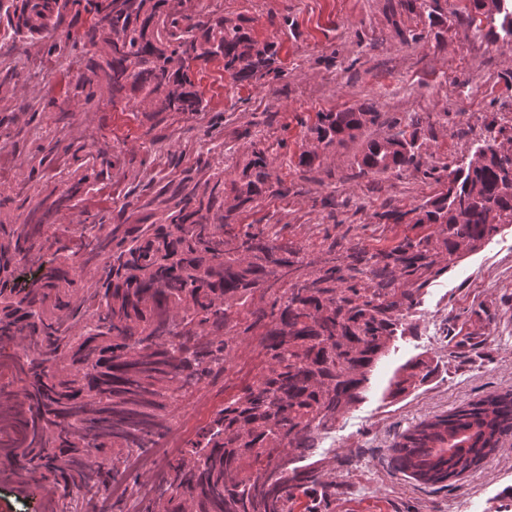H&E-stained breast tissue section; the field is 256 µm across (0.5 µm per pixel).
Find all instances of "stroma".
Instances as JSON below:
<instances>
[{"label":"stroma","mask_w":512,"mask_h":512,"mask_svg":"<svg viewBox=\"0 0 512 512\" xmlns=\"http://www.w3.org/2000/svg\"><path fill=\"white\" fill-rule=\"evenodd\" d=\"M468 6V0H435L439 21L432 25L405 0H193L201 15L218 10L246 20L255 41L276 44V73L239 82L221 60L196 62L193 79L208 108L192 122L175 117L158 127L164 137L158 147L135 105L85 103L78 74L94 48L66 43L52 57L46 45L27 41L2 49L0 138L12 153V174L0 177V195L13 204L0 211V221H21L43 198L69 188L79 162L91 155L103 178L92 181L76 209L58 214V227L77 223L80 210L97 211L100 189L114 181L144 198L145 185L167 169L169 158L188 165L219 145L230 178L258 145L268 148L272 174L288 193L260 198L243 223L286 225L312 257L331 236L347 247L385 248L411 227L380 232L382 213L412 210L446 188L449 173L473 154L488 123L512 136V42L471 21ZM349 108L373 109L378 118L312 169L299 167L317 113ZM63 114L77 153L48 165L42 158ZM398 131L415 136L419 167L361 173L362 141ZM114 149L125 155L122 168L106 164ZM401 330L374 369L365 399L316 439L314 457L325 481L335 484V496L297 495L294 512H512V436L445 488L389 465L393 444L419 422L512 390V225L422 289ZM474 330L481 344L455 356L456 338ZM419 355L433 358L435 374L408 395L384 397L396 370ZM240 387L220 376L207 379L172 425L184 441L194 440ZM80 500L22 481L11 460L0 456V512H53L55 505Z\"/></svg>","instance_id":"1"}]
</instances>
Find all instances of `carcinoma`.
Masks as SVG:
<instances>
[{"label": "carcinoma", "instance_id": "cac0c4a2", "mask_svg": "<svg viewBox=\"0 0 512 512\" xmlns=\"http://www.w3.org/2000/svg\"><path fill=\"white\" fill-rule=\"evenodd\" d=\"M191 0H0V47L18 40L60 47L69 13L92 16L79 39L101 47L80 74L85 103L133 102L151 134L168 118H195L208 102L191 64L220 58L237 81L269 74L277 50L259 45L241 23L189 12ZM471 12L512 41V0L499 13L484 0ZM368 109L319 112L309 128L308 169L368 122ZM490 153L451 172L448 189L420 206L422 232L369 252L336 240L308 259L302 245L268 226L240 224L275 185L267 149L236 178L220 163H195L151 178L138 207L133 191L112 184L109 215L49 239L53 217L69 207L78 183L18 224L0 221V376L18 384L0 394L4 455L38 487L104 494L129 481L127 462L168 430V421L200 383L224 366L240 335L259 330L257 379L224 402L191 449L170 465L165 512H290L296 493L325 494L319 461L307 462L316 435L365 399L370 374L397 338L420 292L451 263L512 224L509 161ZM415 137L398 132L367 140L361 172L385 174L417 164ZM160 221L152 220L154 208ZM53 250L43 261L42 251ZM30 278L10 285L19 269ZM269 295L270 308L255 304ZM409 377L388 396L407 393L434 371L426 358L404 365ZM512 433V393L487 396L424 420L392 447L393 467L442 483L481 463Z\"/></svg>", "mask_w": 512, "mask_h": 512}]
</instances>
